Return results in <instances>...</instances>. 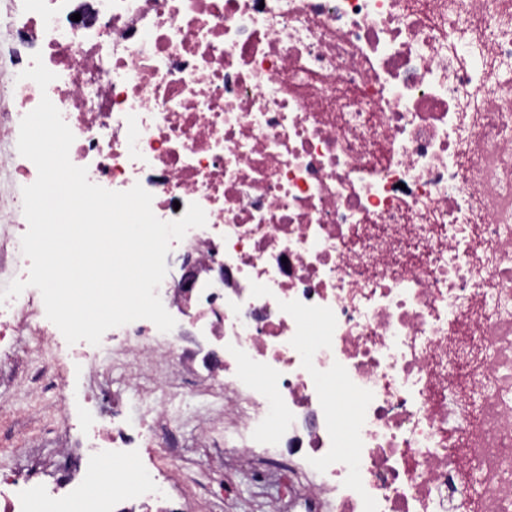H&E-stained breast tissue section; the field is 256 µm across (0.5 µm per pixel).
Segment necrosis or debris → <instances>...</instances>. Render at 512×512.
<instances>
[{
	"mask_svg": "<svg viewBox=\"0 0 512 512\" xmlns=\"http://www.w3.org/2000/svg\"><path fill=\"white\" fill-rule=\"evenodd\" d=\"M21 24L56 78L17 81L0 170L36 180L17 140L46 96L89 181L207 222L171 244L194 259L158 290L176 328L95 348L154 384L47 458L77 480L1 478L0 512H176L140 450L183 389L199 444L224 435L211 470L287 477V512H512V0H24ZM26 230L0 225V274L27 279ZM47 323L25 289L0 346Z\"/></svg>",
	"mask_w": 512,
	"mask_h": 512,
	"instance_id": "4bbe7bcc",
	"label": "necrosis or debris"
}]
</instances>
